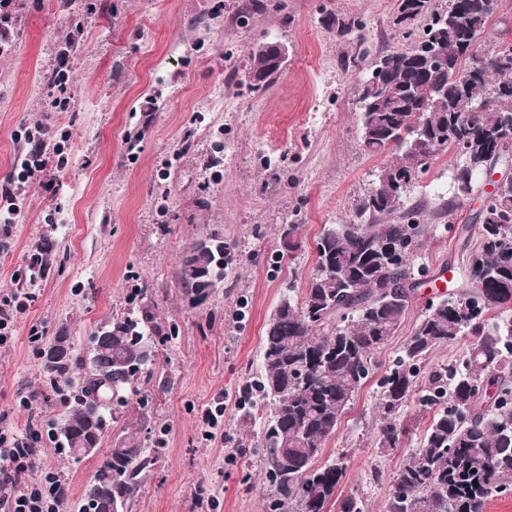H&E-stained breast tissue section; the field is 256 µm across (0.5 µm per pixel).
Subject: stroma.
Returning <instances> with one entry per match:
<instances>
[{"label": "stroma", "instance_id": "stroma-1", "mask_svg": "<svg viewBox=\"0 0 512 512\" xmlns=\"http://www.w3.org/2000/svg\"><path fill=\"white\" fill-rule=\"evenodd\" d=\"M245 0H13L9 44L0 50V184L12 177L37 125L65 135L66 162L28 187L7 248L0 293L30 294L15 335L0 346V423L34 426L46 453L41 468L70 486L61 512H78L101 457L135 425L152 463L129 512H267L263 422H240L235 405L256 378L265 327L280 300L302 296L315 274V241L325 226L353 220L383 156L360 139L359 93L370 57L415 43L394 25L398 0H263L242 23ZM362 19V33L336 35L326 13ZM265 42L287 46L274 81L254 87L251 54ZM355 65H348V58ZM67 70L68 100L52 107L50 78ZM454 151L421 174L408 205L425 209L416 264L418 287L398 333L358 392L323 460L344 457L341 499L382 512L392 480L427 426L407 407L402 447L374 446L381 370L403 350L429 304L444 295L477 252L476 225L492 190L478 178L469 199L449 205ZM296 225V250L280 233ZM219 231L233 256L223 280L199 306L179 280V258ZM44 278L30 283L32 254ZM149 306L167 333L154 373L109 422L96 454L73 460L52 435L64 414L41 370L40 350L66 331L86 355L101 323ZM39 340H32V333ZM44 391L25 409L19 397ZM223 405L205 433L200 415Z\"/></svg>", "mask_w": 512, "mask_h": 512}]
</instances>
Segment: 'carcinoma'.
Listing matches in <instances>:
<instances>
[{"instance_id": "carcinoma-1", "label": "carcinoma", "mask_w": 512, "mask_h": 512, "mask_svg": "<svg viewBox=\"0 0 512 512\" xmlns=\"http://www.w3.org/2000/svg\"><path fill=\"white\" fill-rule=\"evenodd\" d=\"M492 12L486 0H449L420 40L407 50H390L371 63L378 91L361 98V141L371 155H388L371 189L356 205L355 221L332 224L315 242L316 273L303 296L281 300L269 319L260 374L246 383L247 397L267 408L263 437L275 487L272 512H327L337 501L345 474L342 459L318 463L353 397L373 372V355L399 330L415 282L416 252L405 250L409 228L425 233L422 209L405 199L425 169L416 161L424 151L434 158L455 150L451 172L454 197L473 192L475 176L512 157V65L482 62L461 51L467 35L481 32ZM327 27L351 32L356 19L327 15ZM256 86L269 84L280 67L252 54ZM427 115L423 142L401 136L413 112ZM480 250L454 289L456 300L431 304L404 349L380 379V425L376 445L402 446L408 425L402 412L415 399L435 408L418 447L393 479L386 512H406L417 499L419 512H484L492 493L512 479V183L500 187L480 214ZM230 251L207 253L191 271L181 261L186 293L209 297L204 282L224 278ZM501 308L496 323L488 312ZM94 341L99 381L87 378V360L76 359L63 331L41 353L42 372L70 391L56 447L76 453L77 436L99 445L110 409L137 393L142 374L154 365L155 338L162 335L146 309L105 323ZM461 336L469 338L463 359L431 373L424 387L418 376L430 353ZM498 390L497 405L480 406L478 384ZM107 400L100 415L85 413L95 393ZM148 465L138 429L125 435L99 462L83 494L79 512H113L128 505L138 477Z\"/></svg>"}]
</instances>
